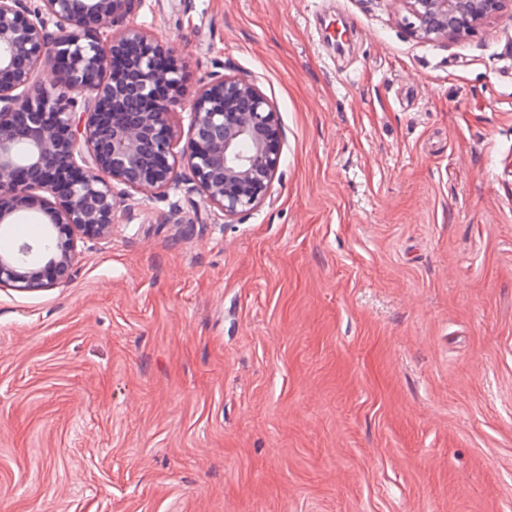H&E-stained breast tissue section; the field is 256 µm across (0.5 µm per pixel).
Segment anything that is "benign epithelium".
Masks as SVG:
<instances>
[{
    "label": "benign epithelium",
    "mask_w": 512,
    "mask_h": 512,
    "mask_svg": "<svg viewBox=\"0 0 512 512\" xmlns=\"http://www.w3.org/2000/svg\"><path fill=\"white\" fill-rule=\"evenodd\" d=\"M417 39H458L512 0H400ZM134 0H0V224L40 216L48 245L0 252V288L69 281L79 243L112 235L127 194H161L186 164L203 199L232 218L268 197L282 155L278 113L253 82L217 77L192 91L178 60L137 26L116 28ZM50 59L60 84L35 87ZM83 111H77V96ZM189 110L179 146L173 115Z\"/></svg>",
    "instance_id": "benign-epithelium-1"
}]
</instances>
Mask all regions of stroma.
Returning a JSON list of instances; mask_svg holds the SVG:
<instances>
[{
	"mask_svg": "<svg viewBox=\"0 0 512 512\" xmlns=\"http://www.w3.org/2000/svg\"><path fill=\"white\" fill-rule=\"evenodd\" d=\"M143 0L188 88L255 82L258 208L187 167L66 284L0 288V512H512V14ZM348 37L336 40V24ZM415 19L410 33L417 39H458L477 25L499 17L511 0H399Z\"/></svg>",
	"mask_w": 512,
	"mask_h": 512,
	"instance_id": "35a3bbf8",
	"label": "stroma"
}]
</instances>
